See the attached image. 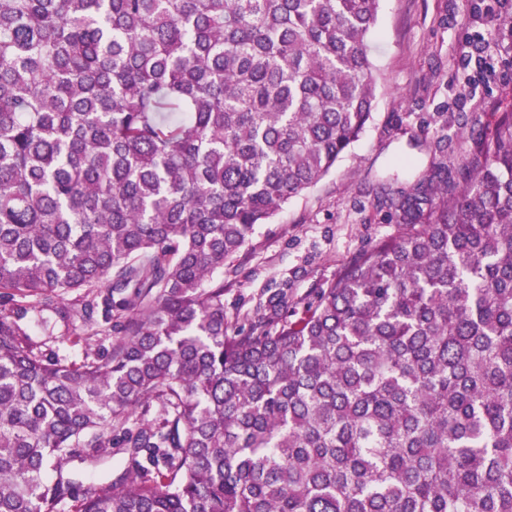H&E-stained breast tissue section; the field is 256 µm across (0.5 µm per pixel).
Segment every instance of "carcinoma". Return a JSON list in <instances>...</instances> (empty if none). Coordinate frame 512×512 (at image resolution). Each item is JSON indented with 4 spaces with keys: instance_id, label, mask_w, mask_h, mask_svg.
<instances>
[{
    "instance_id": "obj_1",
    "label": "carcinoma",
    "mask_w": 512,
    "mask_h": 512,
    "mask_svg": "<svg viewBox=\"0 0 512 512\" xmlns=\"http://www.w3.org/2000/svg\"><path fill=\"white\" fill-rule=\"evenodd\" d=\"M378 12L0 0V512H512V112L326 287L224 310L369 121ZM44 312L110 349L45 356Z\"/></svg>"
}]
</instances>
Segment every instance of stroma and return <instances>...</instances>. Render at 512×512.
<instances>
[{"mask_svg":"<svg viewBox=\"0 0 512 512\" xmlns=\"http://www.w3.org/2000/svg\"><path fill=\"white\" fill-rule=\"evenodd\" d=\"M509 17L512 0H381L372 116L333 169L257 225L246 254L225 267L228 315L252 311L263 289L283 282L294 297L306 296L356 253L397 235L374 198L426 173L438 135L448 137L449 167L465 163L470 142L460 126L512 110V34L501 25ZM403 158L413 168L398 167ZM30 334L50 357L78 360L109 346L100 336L72 344L55 322Z\"/></svg>","mask_w":512,"mask_h":512,"instance_id":"1","label":"stroma"}]
</instances>
